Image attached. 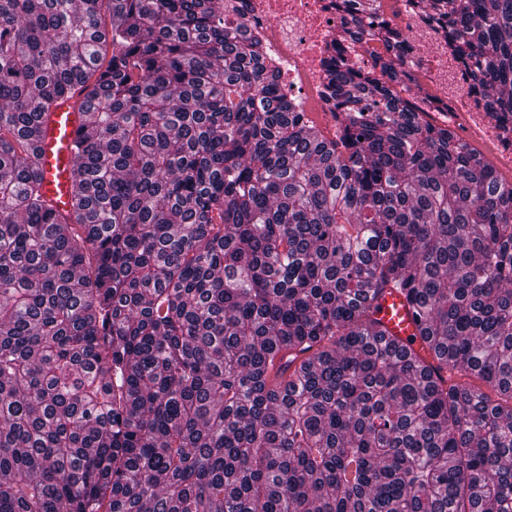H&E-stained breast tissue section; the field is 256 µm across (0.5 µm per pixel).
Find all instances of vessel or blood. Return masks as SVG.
I'll return each instance as SVG.
<instances>
[{"label": "vessel or blood", "mask_w": 512, "mask_h": 512, "mask_svg": "<svg viewBox=\"0 0 512 512\" xmlns=\"http://www.w3.org/2000/svg\"><path fill=\"white\" fill-rule=\"evenodd\" d=\"M82 99V94L76 90L62 99L46 116L42 134L35 143L41 158L46 198L59 212L68 208L73 165L71 147L85 132L86 114L81 108ZM374 307V316L382 322L386 339L398 347L419 351L423 358H430L428 347L422 346L417 336L414 311L403 296L396 292L384 294Z\"/></svg>", "instance_id": "obj_1"}]
</instances>
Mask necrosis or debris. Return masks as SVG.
Segmentation results:
<instances>
[{
    "label": "necrosis or debris",
    "mask_w": 512,
    "mask_h": 512,
    "mask_svg": "<svg viewBox=\"0 0 512 512\" xmlns=\"http://www.w3.org/2000/svg\"><path fill=\"white\" fill-rule=\"evenodd\" d=\"M245 5L248 24L259 28L280 63L281 90L315 119L327 138H335L341 115L323 90L322 74L325 48L340 21L334 0H245ZM400 20L412 37L404 55L409 70L417 76L428 74L435 95L455 102L451 109L430 113V122L459 134L468 146L481 148L495 171L512 178V143L500 142L496 121L472 108V77L449 79L447 45L439 40L428 52H420L418 40L425 37L426 25L405 12Z\"/></svg>",
    "instance_id": "4bbe7bcc"
}]
</instances>
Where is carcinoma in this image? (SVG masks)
<instances>
[{"instance_id": "cac0c4a2", "label": "carcinoma", "mask_w": 512, "mask_h": 512, "mask_svg": "<svg viewBox=\"0 0 512 512\" xmlns=\"http://www.w3.org/2000/svg\"><path fill=\"white\" fill-rule=\"evenodd\" d=\"M406 2L512 113V0ZM336 9L333 140L241 0H0V512H512V184ZM75 83L59 214L33 143ZM374 317L382 322L385 339L391 340L399 348L414 349L428 361L433 354L428 347L420 345L417 323L413 309L406 299L397 292L385 293L374 303Z\"/></svg>"}]
</instances>
